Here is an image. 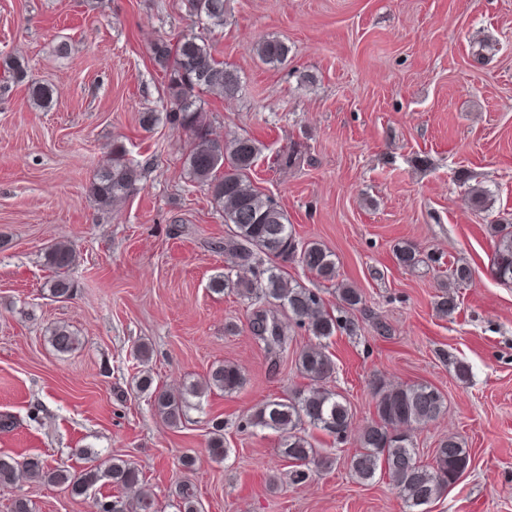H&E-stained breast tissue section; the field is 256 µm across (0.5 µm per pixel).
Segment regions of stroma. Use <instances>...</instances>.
Listing matches in <instances>:
<instances>
[{"mask_svg":"<svg viewBox=\"0 0 512 512\" xmlns=\"http://www.w3.org/2000/svg\"><path fill=\"white\" fill-rule=\"evenodd\" d=\"M194 26L186 0H0V58L27 68L0 89V419L12 422L0 426V457L77 471L88 454L102 468L125 459L152 512H177L184 486L203 512H406L387 479L358 480L348 459L375 387L428 383L446 411L415 430L420 460L434 464L452 435L470 462L425 512H512V284L491 272L490 231L512 222V0H227L223 28L207 35L242 80L235 100L201 94L214 133L259 142L253 183L363 296L356 333L328 341L354 434L339 443L306 428L334 463L301 484L277 433L245 421L306 386L295 354L313 338L290 323L287 352L268 353L250 326L255 305L211 291L228 266L224 215L185 175L186 132L140 124L167 103L152 43ZM267 37L287 45L283 65L257 57ZM38 85L50 89L41 108L30 100ZM116 144L140 176L112 211L91 184ZM477 186L490 191L481 209L469 198ZM58 240L78 255L65 301L43 288L44 251ZM401 241L418 247V266L397 263ZM455 261L472 277L444 314L436 303ZM55 325L78 336L76 350L53 349ZM142 343L154 386L202 380L224 362L245 383L191 398L180 427L168 426L136 387ZM215 421L229 450L221 461L208 452ZM119 495L104 480L87 497L24 480L0 490V512L18 498L32 512H93Z\"/></svg>","mask_w":512,"mask_h":512,"instance_id":"35a3bbf8","label":"stroma"}]
</instances>
